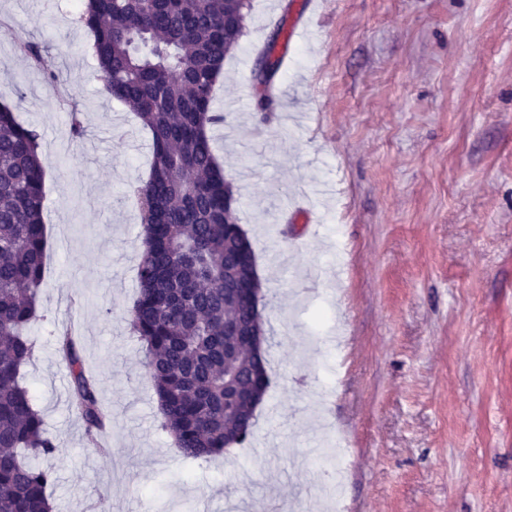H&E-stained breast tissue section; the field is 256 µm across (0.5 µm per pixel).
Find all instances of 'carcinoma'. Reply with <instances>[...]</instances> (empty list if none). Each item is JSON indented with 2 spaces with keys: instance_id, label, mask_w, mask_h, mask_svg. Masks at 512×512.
Instances as JSON below:
<instances>
[{
  "instance_id": "obj_1",
  "label": "carcinoma",
  "mask_w": 512,
  "mask_h": 512,
  "mask_svg": "<svg viewBox=\"0 0 512 512\" xmlns=\"http://www.w3.org/2000/svg\"><path fill=\"white\" fill-rule=\"evenodd\" d=\"M250 10L251 0H83L78 18L106 93L151 134L149 177L130 188L143 244L130 326L145 348L162 427L191 459L244 444L270 385L255 340L254 250L227 205L233 189L208 135L224 121L212 109L213 90ZM20 49L57 81L36 44ZM39 148L38 131L0 103V512H53L54 471L30 458L53 456L57 445L21 382L44 285ZM56 352L93 441L106 414L70 330L59 332Z\"/></svg>"
}]
</instances>
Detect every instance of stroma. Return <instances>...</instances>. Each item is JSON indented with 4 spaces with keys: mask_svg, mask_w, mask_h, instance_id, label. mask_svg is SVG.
<instances>
[{
    "mask_svg": "<svg viewBox=\"0 0 512 512\" xmlns=\"http://www.w3.org/2000/svg\"><path fill=\"white\" fill-rule=\"evenodd\" d=\"M252 0L210 128L262 282L271 385L251 441L183 457L129 325L151 138L109 97L72 0H0V102L42 135L45 283L25 382L59 450L54 512H327L294 492L341 440L346 512H512V0ZM37 43L84 116L69 135ZM283 61L256 72L267 47ZM270 110L256 107L262 96ZM234 98L240 109L225 112ZM307 208L317 224L284 221ZM71 326L109 415L85 434Z\"/></svg>",
    "mask_w": 512,
    "mask_h": 512,
    "instance_id": "35a3bbf8",
    "label": "stroma"
}]
</instances>
